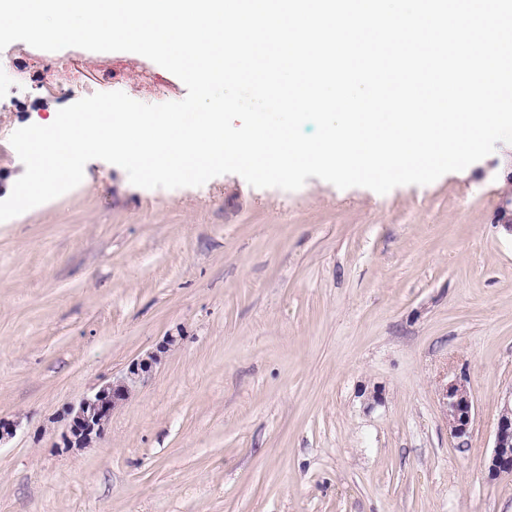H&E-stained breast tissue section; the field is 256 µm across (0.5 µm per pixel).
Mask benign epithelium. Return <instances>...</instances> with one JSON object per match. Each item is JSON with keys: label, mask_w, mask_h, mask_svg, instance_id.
I'll return each mask as SVG.
<instances>
[{"label": "benign epithelium", "mask_w": 512, "mask_h": 512, "mask_svg": "<svg viewBox=\"0 0 512 512\" xmlns=\"http://www.w3.org/2000/svg\"><path fill=\"white\" fill-rule=\"evenodd\" d=\"M497 223L512 234V152L507 154L505 161V188L497 212ZM176 342V337H166L156 350L132 360L121 376L67 408L64 412L65 430L62 433L64 450H82L101 438L114 411L132 397L145 377L160 362L161 354L174 347ZM442 403L447 411L451 434L457 438L465 436L473 411L472 397L465 384L457 380L444 384ZM488 471L493 477H512V400L505 401L498 418Z\"/></svg>", "instance_id": "obj_1"}]
</instances>
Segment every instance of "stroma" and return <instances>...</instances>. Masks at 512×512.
Listing matches in <instances>:
<instances>
[{
	"label": "stroma",
	"mask_w": 512,
	"mask_h": 512,
	"mask_svg": "<svg viewBox=\"0 0 512 512\" xmlns=\"http://www.w3.org/2000/svg\"><path fill=\"white\" fill-rule=\"evenodd\" d=\"M60 55L75 90L35 80ZM111 91L187 94L136 53L0 50V200L24 170L15 130ZM505 149L384 195L236 174L144 189L94 159L0 222V418L20 423L0 512H512V479L487 470L512 398ZM170 335L102 438L59 449L63 410ZM450 380L474 403L460 439ZM442 403L447 411L448 428L452 435L462 438L471 422L473 401L465 384L448 381L442 387Z\"/></svg>",
	"instance_id": "obj_1"
}]
</instances>
